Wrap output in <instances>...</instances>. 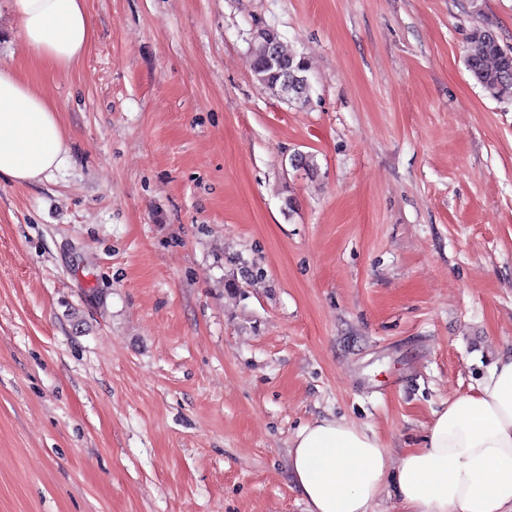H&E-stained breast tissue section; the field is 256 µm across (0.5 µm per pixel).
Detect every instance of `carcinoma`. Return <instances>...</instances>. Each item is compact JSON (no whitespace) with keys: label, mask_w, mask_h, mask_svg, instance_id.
I'll return each instance as SVG.
<instances>
[{"label":"carcinoma","mask_w":512,"mask_h":512,"mask_svg":"<svg viewBox=\"0 0 512 512\" xmlns=\"http://www.w3.org/2000/svg\"><path fill=\"white\" fill-rule=\"evenodd\" d=\"M254 77L290 103L309 100L311 65L304 55L284 46L280 33L258 26L250 41ZM466 63L474 79L496 97H512V47L501 45L489 29H475L468 42Z\"/></svg>","instance_id":"obj_1"}]
</instances>
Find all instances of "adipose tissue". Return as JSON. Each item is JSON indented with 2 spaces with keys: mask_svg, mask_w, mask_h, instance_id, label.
<instances>
[{
  "mask_svg": "<svg viewBox=\"0 0 512 512\" xmlns=\"http://www.w3.org/2000/svg\"><path fill=\"white\" fill-rule=\"evenodd\" d=\"M20 36L48 68L65 71L94 36L85 0H9ZM56 106L0 66V177L26 185L66 163ZM309 512H369L393 487L403 512H512V351L489 377L435 412L421 447L392 462L375 435L337 418L301 427L288 450Z\"/></svg>",
  "mask_w": 512,
  "mask_h": 512,
  "instance_id": "obj_1",
  "label": "adipose tissue"
}]
</instances>
